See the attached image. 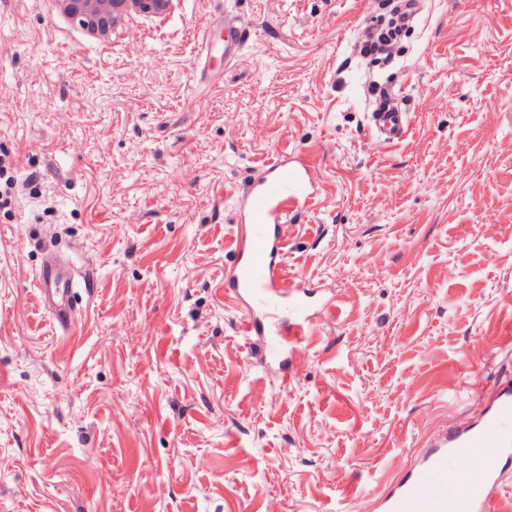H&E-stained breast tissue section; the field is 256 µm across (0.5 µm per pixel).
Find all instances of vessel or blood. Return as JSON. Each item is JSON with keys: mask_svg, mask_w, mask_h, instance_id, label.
Instances as JSON below:
<instances>
[{"mask_svg": "<svg viewBox=\"0 0 512 512\" xmlns=\"http://www.w3.org/2000/svg\"><path fill=\"white\" fill-rule=\"evenodd\" d=\"M252 37L240 19L217 14L196 54L194 81L211 88L208 61L222 54L232 63ZM378 138L401 141L409 130V115L393 98L371 114ZM318 197L310 165L296 151L278 153L262 167L237 196L236 238L233 262L224 272V295L240 309L242 332L262 359L278 365L279 382L292 376V357L316 333V318L334 311L332 299L323 297L311 279L289 280L284 272L291 212L311 211ZM92 269L63 273L45 262L35 274L38 291L53 321L73 329L78 317L68 298L73 289L89 284ZM485 448L489 460L478 470L456 501L448 499L451 465L474 449ZM512 460V382L499 383L478 418L453 430L427 438L408 465L375 500V512H499L497 490L503 466Z\"/></svg>", "mask_w": 512, "mask_h": 512, "instance_id": "1", "label": "vessel or blood"}]
</instances>
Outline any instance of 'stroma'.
<instances>
[{"label":"stroma","mask_w":512,"mask_h":512,"mask_svg":"<svg viewBox=\"0 0 512 512\" xmlns=\"http://www.w3.org/2000/svg\"><path fill=\"white\" fill-rule=\"evenodd\" d=\"M255 35L192 81L219 7ZM380 0H183L79 42L0 0V512H360L480 389L512 378V0H423L388 59ZM410 114L370 121L373 88ZM304 151L319 197L289 278L336 300L292 379L250 366L226 300L235 198ZM83 320L35 287L45 241ZM380 100L385 104L371 112L376 134L382 142H399L409 130V113L403 112L390 95H384ZM93 276L94 272L89 267L82 272L64 274L50 261L43 263L36 272V287L49 309L53 321L61 329L72 330L80 318L77 317L69 303L71 290L79 287L87 288Z\"/></svg>","instance_id":"obj_1"}]
</instances>
